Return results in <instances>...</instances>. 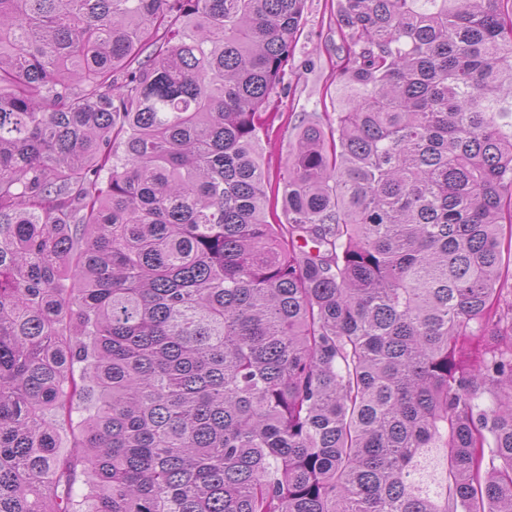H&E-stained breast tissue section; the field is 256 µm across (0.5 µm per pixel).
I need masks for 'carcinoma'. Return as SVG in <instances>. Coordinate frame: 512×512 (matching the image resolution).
I'll list each match as a JSON object with an SVG mask.
<instances>
[{"label":"carcinoma","mask_w":512,"mask_h":512,"mask_svg":"<svg viewBox=\"0 0 512 512\" xmlns=\"http://www.w3.org/2000/svg\"><path fill=\"white\" fill-rule=\"evenodd\" d=\"M304 4L0 0V512H512V0H337L272 224ZM344 56L336 24V0H306L295 50L267 106L268 121L273 124L270 136L276 147L272 149L262 136L261 148L273 184L288 166L296 142L293 125L298 118L305 112H318L326 125L335 118Z\"/></svg>","instance_id":"1"}]
</instances>
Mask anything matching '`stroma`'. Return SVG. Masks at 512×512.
Wrapping results in <instances>:
<instances>
[{"label": "stroma", "instance_id": "stroma-1", "mask_svg": "<svg viewBox=\"0 0 512 512\" xmlns=\"http://www.w3.org/2000/svg\"><path fill=\"white\" fill-rule=\"evenodd\" d=\"M344 56L336 24V0H305L295 50L267 106L273 143L263 146L262 153L270 177L285 171L296 142L293 126L303 113L335 117Z\"/></svg>", "mask_w": 512, "mask_h": 512}]
</instances>
